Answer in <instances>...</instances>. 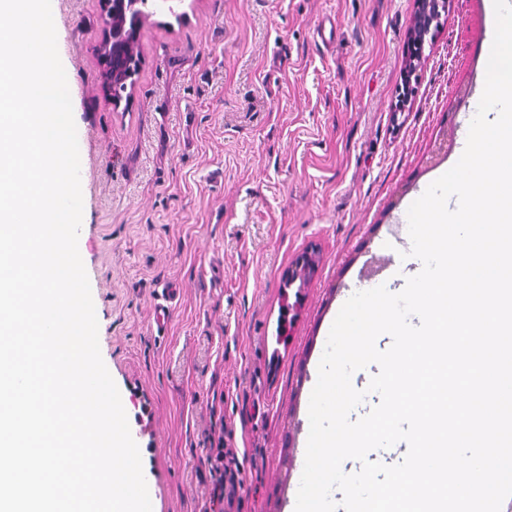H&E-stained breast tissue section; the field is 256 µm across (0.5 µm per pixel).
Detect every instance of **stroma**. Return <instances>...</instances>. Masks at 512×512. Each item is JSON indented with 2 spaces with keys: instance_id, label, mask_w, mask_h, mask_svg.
<instances>
[{
  "instance_id": "35a3bbf8",
  "label": "stroma",
  "mask_w": 512,
  "mask_h": 512,
  "mask_svg": "<svg viewBox=\"0 0 512 512\" xmlns=\"http://www.w3.org/2000/svg\"><path fill=\"white\" fill-rule=\"evenodd\" d=\"M51 7L74 78L78 250L154 512H290L336 314L403 289L398 220L477 112L484 0H449L415 63L416 0H149L116 103L105 0ZM307 250L313 276L288 282Z\"/></svg>"
}]
</instances>
